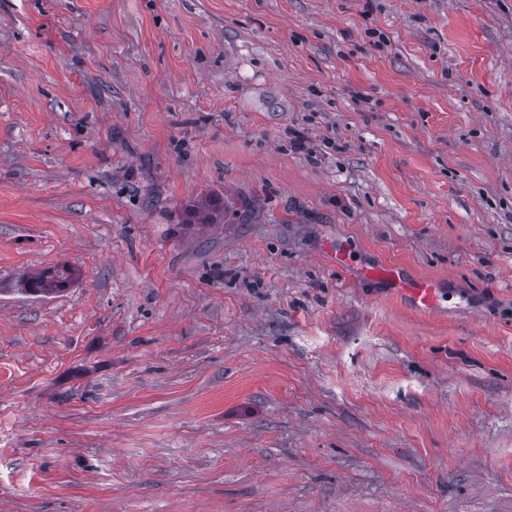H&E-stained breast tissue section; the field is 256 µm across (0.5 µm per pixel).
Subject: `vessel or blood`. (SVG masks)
Here are the masks:
<instances>
[{
  "label": "vessel or blood",
  "mask_w": 512,
  "mask_h": 512,
  "mask_svg": "<svg viewBox=\"0 0 512 512\" xmlns=\"http://www.w3.org/2000/svg\"><path fill=\"white\" fill-rule=\"evenodd\" d=\"M337 267L353 270L359 278L380 282L398 294L409 307L423 314H434L443 307L447 283L438 278L406 275L403 268L387 264L369 265L340 249L331 257Z\"/></svg>",
  "instance_id": "1"
}]
</instances>
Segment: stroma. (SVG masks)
<instances>
[{
    "label": "stroma",
    "mask_w": 512,
    "mask_h": 512,
    "mask_svg": "<svg viewBox=\"0 0 512 512\" xmlns=\"http://www.w3.org/2000/svg\"><path fill=\"white\" fill-rule=\"evenodd\" d=\"M0 512H512V0H0ZM331 261L338 268L352 269L365 280L381 282L387 292L398 294L409 307L423 314H435L443 307L446 298L447 282L438 278L407 276L405 269L387 264L369 265L355 260L346 249L328 250ZM74 281V271L66 265L53 269H45L24 279V291L36 295L46 296L65 292Z\"/></svg>",
    "instance_id": "obj_1"
}]
</instances>
